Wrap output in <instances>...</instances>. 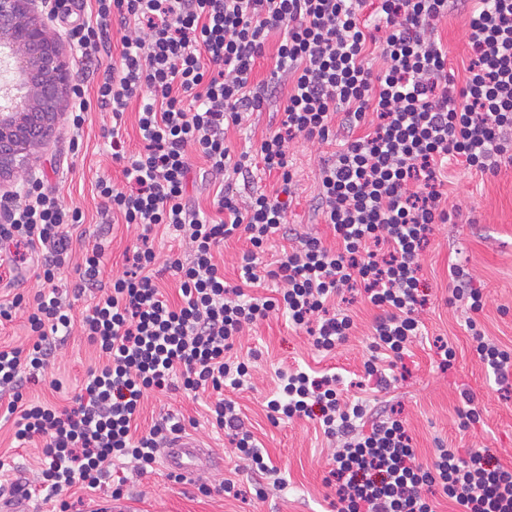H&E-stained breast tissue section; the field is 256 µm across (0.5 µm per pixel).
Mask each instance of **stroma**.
Returning <instances> with one entry per match:
<instances>
[{
    "label": "stroma",
    "mask_w": 512,
    "mask_h": 512,
    "mask_svg": "<svg viewBox=\"0 0 512 512\" xmlns=\"http://www.w3.org/2000/svg\"><path fill=\"white\" fill-rule=\"evenodd\" d=\"M466 17L455 12L437 26L438 36L448 48V67L456 79H463V66L470 55L463 39ZM288 93L279 84L275 98L262 111L249 115L238 127L229 128L225 139L232 154H239L275 127L280 103ZM111 112L91 105L81 135H74L68 123H61L41 150V163L35 172L46 191L58 195L71 208H79L84 224L71 230L72 263L58 274V284L66 289L67 302L74 314H81L88 298H75L72 289L78 280L75 262L84 248L101 244L105 249L104 278L121 269L125 252L134 233L121 223L105 224L100 214L102 200L96 185L108 178L123 185L122 166L113 161L108 133ZM327 144L299 141L290 151L296 186L290 199L288 221L298 233L318 235L328 244L336 239L330 226L314 212L319 190V169L332 153ZM448 191L463 203L455 224L435 229L423 261L429 283V303L421 315L423 334L410 348L404 363V380L380 391L373 384H361L363 364L376 309L354 303V328L349 340L331 354L315 350L309 337L295 331L284 315L258 323L245 332L234 349L235 355L249 362L250 376L241 389L231 391L246 425L268 451L287 484L267 486L264 499H257L259 480L235 453L224 431L207 421V394L189 396L180 391L155 393L143 404L140 424L149 430L168 415L183 419L187 432L195 434L212 452L215 464L206 473L210 480L232 478L245 495L239 499L214 493L203 495L193 481L174 482L162 464L152 472L138 473L132 463H114L112 476L126 478L125 505L133 512H331L336 495L324 479L330 470L333 446L312 421L294 420L272 424L267 417L266 400L276 391L279 372L308 366L332 371L343 380L344 394L359 397L371 409H399L422 462H429L439 448H487L507 467L512 466V387L489 377L468 342L465 313L461 305H449L448 268L459 263L474 276L486 305L478 316L488 336L512 347V165L497 175L478 176L459 168L447 172ZM452 342L456 359L449 369H441L436 340ZM99 357L84 337L71 335L59 347L37 382L29 386L32 397L65 404L79 393L87 370ZM469 390L480 413L478 424L464 428L457 415L461 390ZM11 424L0 426V454L11 456L12 468L0 472V487L34 485L45 458L41 449L14 448Z\"/></svg>",
    "instance_id": "stroma-1"
}]
</instances>
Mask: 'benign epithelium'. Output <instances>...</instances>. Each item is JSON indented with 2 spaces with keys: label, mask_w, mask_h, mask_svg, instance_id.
Here are the masks:
<instances>
[{
  "label": "benign epithelium",
  "mask_w": 512,
  "mask_h": 512,
  "mask_svg": "<svg viewBox=\"0 0 512 512\" xmlns=\"http://www.w3.org/2000/svg\"><path fill=\"white\" fill-rule=\"evenodd\" d=\"M35 0H0V223L11 221L9 203L27 190L40 148L63 116L70 83L66 48L51 32ZM26 84L21 105L6 110L13 81Z\"/></svg>",
  "instance_id": "benign-epithelium-1"
}]
</instances>
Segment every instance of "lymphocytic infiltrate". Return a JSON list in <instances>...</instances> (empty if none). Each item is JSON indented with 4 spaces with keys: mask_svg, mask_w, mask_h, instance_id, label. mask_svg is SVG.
Instances as JSON below:
<instances>
[{
    "mask_svg": "<svg viewBox=\"0 0 512 512\" xmlns=\"http://www.w3.org/2000/svg\"><path fill=\"white\" fill-rule=\"evenodd\" d=\"M365 0H92L73 15L66 0H51L55 20L82 63L100 65L111 28L124 34L117 60L97 86L101 107L121 120L141 100L138 136L128 155L120 130L111 133L114 160L122 162L126 188L97 183L106 210L140 230L126 267L103 283L104 251L86 250L75 295L92 302L73 316L56 283L70 257L71 229L81 210L33 184L0 225V247L24 264L39 259L40 284L32 303L23 294L0 302V325L16 309L27 312L32 341L0 345V413L14 421L18 445L42 442L47 460L36 489L58 499L71 487H100L113 460L127 459L146 473L161 447L184 430L168 418L139 433L148 394L210 389L209 420L227 431L251 471L282 486L281 471L247 430L224 389H239L249 376L229 352L245 328L282 312L328 353L347 340L354 324L331 302L359 291L378 314L365 373L376 387L391 385V371L420 336L419 313L428 302L421 257L435 225L458 218L447 204L442 172L451 165L484 175L512 165V0H379L363 18ZM466 16L471 49L462 82L448 69V51L436 34L452 11ZM280 37L275 71L288 80L282 118L252 149L232 155L225 125H240L261 111L268 89L253 72L271 32ZM382 67L372 70L369 54ZM337 142L319 172L315 210L332 227L337 246L318 236L299 244L263 269L273 236L287 235L288 199L295 189L289 148L297 138ZM210 172H232L216 194V216L187 195L189 153ZM276 173L272 189L241 199L232 180L253 175L254 160ZM178 232L186 259L160 264L151 241L155 228ZM249 243L237 284L215 260L221 243ZM175 272L179 299L170 301L159 279ZM451 302L468 311L472 347L496 382L512 378V348L489 339L476 313L484 295L462 265L449 268ZM279 280L276 296L253 295L262 278ZM95 346L102 363L89 370L73 406L56 408L28 399L26 388L72 329ZM335 374L303 370L281 375L267 403L271 421L310 418L325 436L338 439L330 471L336 512H435L440 490L457 512H512V468L485 449H438L421 463L403 418L370 414L363 402L342 399Z\"/></svg>",
    "mask_w": 512,
    "mask_h": 512,
    "instance_id": "f902f5d3",
    "label": "lymphocytic infiltrate"
}]
</instances>
